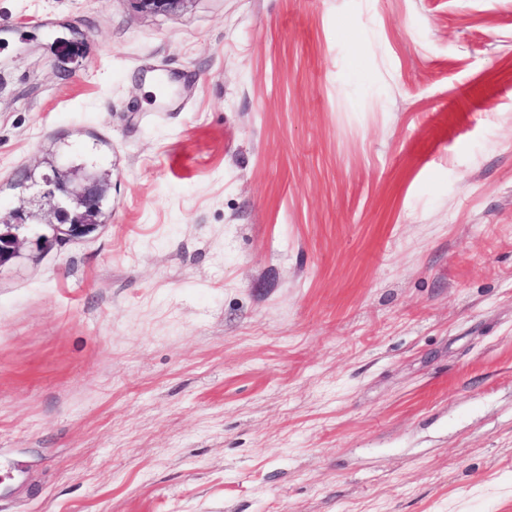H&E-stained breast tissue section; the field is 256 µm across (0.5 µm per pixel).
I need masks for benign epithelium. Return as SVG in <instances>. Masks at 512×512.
Here are the masks:
<instances>
[{
    "mask_svg": "<svg viewBox=\"0 0 512 512\" xmlns=\"http://www.w3.org/2000/svg\"><path fill=\"white\" fill-rule=\"evenodd\" d=\"M143 11L167 13L175 10L184 0H134ZM103 190L93 177L84 178L79 187H73L67 179L46 176L34 185L31 201L47 205L44 212L46 223L63 229L65 235L55 238L38 237L44 246L63 244L86 234L92 225L82 220L84 213L99 208ZM27 215L24 210L15 212V223L0 225V268L19 254L23 240Z\"/></svg>",
    "mask_w": 512,
    "mask_h": 512,
    "instance_id": "obj_1",
    "label": "benign epithelium"
}]
</instances>
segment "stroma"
Masks as SVG:
<instances>
[{
	"label": "stroma",
	"instance_id": "obj_1",
	"mask_svg": "<svg viewBox=\"0 0 512 512\" xmlns=\"http://www.w3.org/2000/svg\"><path fill=\"white\" fill-rule=\"evenodd\" d=\"M87 147L0 512H512V0H0V211Z\"/></svg>",
	"mask_w": 512,
	"mask_h": 512
}]
</instances>
